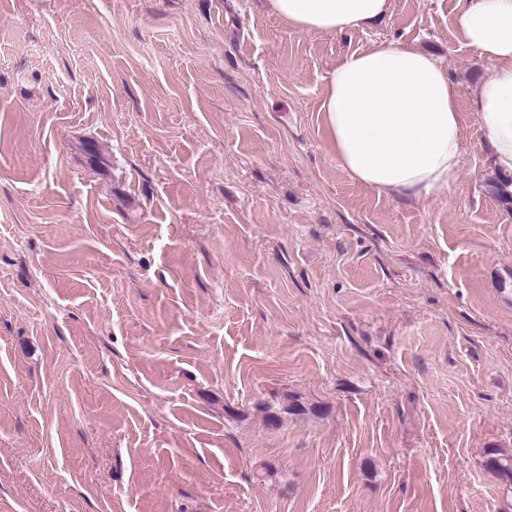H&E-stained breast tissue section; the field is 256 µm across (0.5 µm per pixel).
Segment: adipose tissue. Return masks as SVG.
<instances>
[{"label":"adipose tissue","instance_id":"adipose-tissue-1","mask_svg":"<svg viewBox=\"0 0 512 512\" xmlns=\"http://www.w3.org/2000/svg\"><path fill=\"white\" fill-rule=\"evenodd\" d=\"M289 27L340 33L369 25L389 0H264ZM460 38L492 67L469 101L493 168L512 173V0H469ZM460 85L432 55L397 42L355 52L326 74L320 110L338 167L386 195L418 202L460 177Z\"/></svg>","mask_w":512,"mask_h":512}]
</instances>
